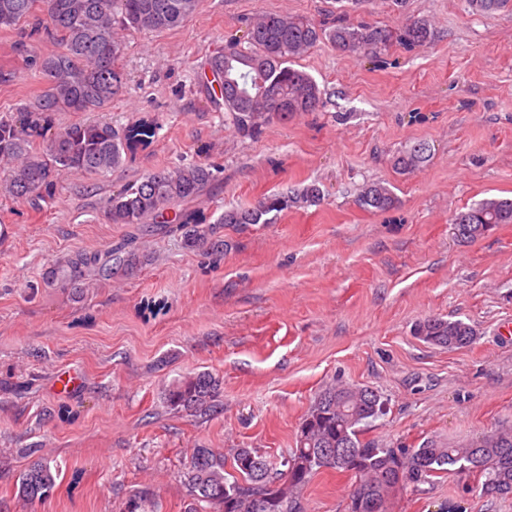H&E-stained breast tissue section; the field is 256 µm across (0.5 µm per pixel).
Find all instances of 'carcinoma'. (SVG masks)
<instances>
[{"label":"carcinoma","instance_id":"cac0c4a2","mask_svg":"<svg viewBox=\"0 0 512 512\" xmlns=\"http://www.w3.org/2000/svg\"><path fill=\"white\" fill-rule=\"evenodd\" d=\"M199 0H0V29L23 34L27 24L54 35L57 49L34 59L41 89L33 109L25 107L0 116V157L14 161L0 180L8 196L34 201L51 191L60 175L77 169L93 175L123 164L126 142L146 143L157 128L142 123L121 139L105 120L75 122L55 128L58 112H100L125 92L126 78L119 64L121 43L115 29L163 32L182 26L197 10ZM481 14L511 10L512 0H467ZM434 31L423 19L412 20L403 31L338 20L327 27L305 16L265 12L247 32L248 47L230 41L211 57L208 69L222 83V99L230 121L243 136L261 134L264 126L286 122L321 104L322 91L294 59L327 41L338 50L368 57L380 68L397 42L407 50L426 47ZM430 145L410 143L393 156L399 172H414L429 161ZM214 180L212 165L195 161L153 171L112 192L103 205L112 224H156L169 232H184L189 249H219L216 224L190 225L174 207L196 200ZM321 188L310 183L287 195H269L252 207H233L217 224H267L268 215L293 207L317 205ZM359 203L386 213L398 200L380 182L366 184ZM455 224L474 230L462 240H474L500 224H512V199L485 198L458 212ZM146 256L127 241L102 254L77 253L66 265L47 273V279L79 286L85 272L105 279L132 274ZM415 335L443 348H461L476 336L461 319L429 317L415 325ZM221 382L208 372L177 383L167 393L174 409L210 411L215 408ZM385 400L369 386L333 383L315 398L302 419L297 447L283 473L276 462L254 448L235 449L230 461L213 448H194L185 472L191 492L188 512H301L299 492L322 469L353 480L349 512H387L390 497L417 488L451 471L473 473L483 479L485 493L512 496V430L482 433L457 444L428 441L418 448H388L363 438L371 423L384 415ZM29 462L19 476L18 496L29 505L45 501L58 476L52 460L40 449L28 450Z\"/></svg>","mask_w":512,"mask_h":512}]
</instances>
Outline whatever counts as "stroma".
<instances>
[{
	"mask_svg": "<svg viewBox=\"0 0 512 512\" xmlns=\"http://www.w3.org/2000/svg\"><path fill=\"white\" fill-rule=\"evenodd\" d=\"M266 11L399 29L427 20V47L393 45L389 66L319 44L299 64L323 104L256 137L240 135L200 78L209 58ZM126 92L100 119L158 128L103 177L63 173L34 206L0 192V512H126L136 493L152 512H185L184 466L196 446L280 460L315 396L334 382L386 401L368 438L391 448L512 428V224L469 242L455 213L512 197V11L485 17L464 0H199L180 28L119 31ZM0 80V113L36 99L32 67ZM423 140L431 159L401 175L391 156ZM203 160L215 178L184 208L212 224L224 209L317 183L315 206L272 223L224 225L220 252L189 250L181 233L111 224L113 191L142 175ZM380 180L398 198L375 213L358 203ZM148 254L141 271L80 290L50 284L51 267L125 239ZM440 316L474 325L473 343L445 349L413 334ZM71 393L55 390L64 372ZM208 371L222 386L211 414L171 409L169 387ZM36 447L59 467L53 494L17 495ZM351 481L330 470L301 490L303 512H348ZM388 512H512L450 473L396 494Z\"/></svg>",
	"mask_w": 512,
	"mask_h": 512,
	"instance_id": "obj_1",
	"label": "stroma"
}]
</instances>
